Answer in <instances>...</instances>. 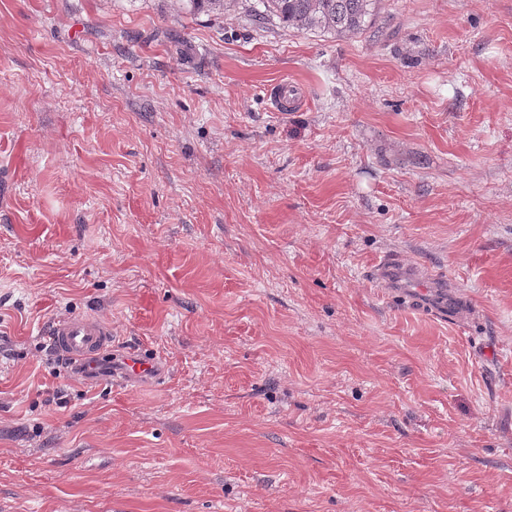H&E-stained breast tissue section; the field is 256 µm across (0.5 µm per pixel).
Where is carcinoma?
I'll return each mask as SVG.
<instances>
[{
  "mask_svg": "<svg viewBox=\"0 0 512 512\" xmlns=\"http://www.w3.org/2000/svg\"><path fill=\"white\" fill-rule=\"evenodd\" d=\"M188 10L207 9L222 13L228 0H183ZM381 0H260L258 18L275 16L298 32H323L340 37L361 35L378 17Z\"/></svg>",
  "mask_w": 512,
  "mask_h": 512,
  "instance_id": "carcinoma-1",
  "label": "carcinoma"
}]
</instances>
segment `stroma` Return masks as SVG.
I'll list each match as a JSON object with an SVG mask.
<instances>
[{
  "label": "stroma",
  "mask_w": 512,
  "mask_h": 512,
  "mask_svg": "<svg viewBox=\"0 0 512 512\" xmlns=\"http://www.w3.org/2000/svg\"><path fill=\"white\" fill-rule=\"evenodd\" d=\"M256 3L0 0V512H512V0ZM381 0H261L266 15L276 16L297 32H323L340 37L362 35L378 17ZM50 343L65 354L82 374L97 373L101 356L112 343V331L98 318L77 315L60 318L48 328ZM114 372L124 383L156 380L164 373L161 359L142 354L124 356Z\"/></svg>",
  "instance_id": "obj_1"
}]
</instances>
